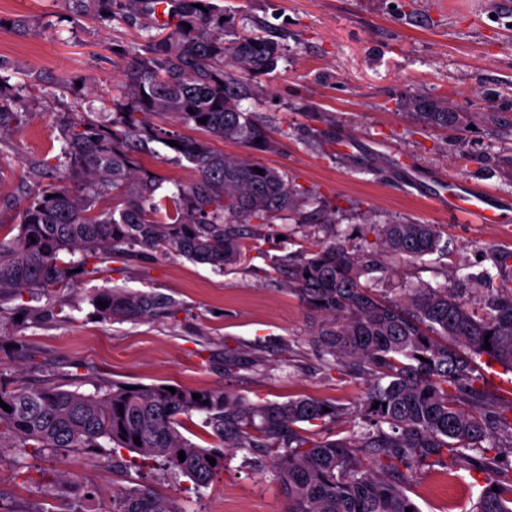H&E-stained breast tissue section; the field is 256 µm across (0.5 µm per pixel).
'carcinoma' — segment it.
I'll return each instance as SVG.
<instances>
[{"label":"carcinoma","instance_id":"obj_1","mask_svg":"<svg viewBox=\"0 0 512 512\" xmlns=\"http://www.w3.org/2000/svg\"><path fill=\"white\" fill-rule=\"evenodd\" d=\"M79 15L100 23L134 17L160 30L134 51L126 73L130 107L110 119L82 116L64 135L61 155L85 178L78 194L41 183L52 164L32 167L38 181L16 225L0 224V333L20 315L39 322L61 318L63 308L45 311L3 306L24 294L51 296L79 278L95 280L115 259L154 261L176 252L219 270L239 267L267 240L262 229L277 220L306 227L307 206L321 205L309 189L286 174L245 158H229L202 139L184 136L169 116L219 138L262 151L272 147L267 120L245 108L261 100L255 77L276 70L283 45L273 36L235 28L217 0H71ZM203 8H198V5ZM0 57V139L25 107L27 85L12 88ZM399 106L420 126L458 130L464 115L448 101L414 92ZM207 118L206 123L198 122ZM183 157L196 179L160 192L162 180L141 168L137 148L148 142ZM263 170L258 174L257 170ZM362 237H330L312 251L276 259L280 282L325 318L319 333L324 367L351 362L368 371L363 424L342 439H314V427L336 419V406L311 398L246 403L220 389L112 381L93 394L63 388L51 378L12 385L0 381V450L81 449L112 443L153 460L196 487L212 483L222 469L223 449L268 448L286 504L285 512H420L407 494L405 475L421 459L450 452H476L486 472L502 464L499 448L483 446L499 419L469 413L459 396L473 392L475 358L483 355L512 371V279H501L471 298L448 284H410L397 299L361 278L386 272L384 257L415 262L448 253L433 224L367 217ZM99 318L136 322L172 318L176 303L153 291L99 288L89 296ZM105 302L100 307L97 302ZM490 348H484L485 343ZM453 391H448V388ZM201 398L193 399L192 394ZM380 403L378 408L372 404ZM328 411H323V408ZM205 414L217 441L203 447L183 435L187 420ZM140 438L135 444L134 438ZM368 450L366 466L355 449ZM185 452V460L179 452ZM215 458L212 465L207 458ZM498 491H493L492 487ZM112 512H179L172 498L149 487L113 495ZM474 512H512V478L489 479Z\"/></svg>","mask_w":512,"mask_h":512}]
</instances>
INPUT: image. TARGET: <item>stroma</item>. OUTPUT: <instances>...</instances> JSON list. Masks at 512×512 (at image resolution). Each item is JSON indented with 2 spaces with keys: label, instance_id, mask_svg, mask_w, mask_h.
Returning <instances> with one entry per match:
<instances>
[{
  "label": "stroma",
  "instance_id": "obj_1",
  "mask_svg": "<svg viewBox=\"0 0 512 512\" xmlns=\"http://www.w3.org/2000/svg\"><path fill=\"white\" fill-rule=\"evenodd\" d=\"M237 27L270 25L283 35L285 54L277 69L260 76V112L271 120L273 146L254 151L211 138L227 156H244L278 169L313 190L336 221L316 233L297 228L267 230L263 252L248 254L230 271L169 254L150 263L118 264L116 271L36 304L72 307L66 322L13 321L0 335V379L14 384L41 374L68 389L94 392L117 380L221 389L251 403L310 396L340 407L321 435L344 438L357 425V406L370 384L366 372L318 358L322 317L277 281L274 257L314 249L327 237L357 232L364 216L433 224L448 253L416 263L388 259L381 286L396 297L404 285L443 282L473 287L474 277L493 270L499 252H512L508 225L478 224L432 202L447 180L485 188L493 205L512 217V127L490 124L488 114L512 119V0H224ZM0 56L23 74H40L27 95L17 128L0 140V224L18 221L17 204L32 162L60 152L62 128L75 114L116 112L128 98L123 72L127 50L144 44L140 24L101 25L72 16L67 0H0ZM38 22L22 33L13 21ZM421 91L447 98L472 127L456 134L421 130L399 109L402 97ZM346 138L339 153L332 143ZM142 166L165 188L188 184L196 173L161 144L140 154ZM122 286L174 297V318L106 322L88 302L97 288ZM242 352L249 363L224 368L225 352ZM83 377L71 378L73 369ZM475 387L483 407L506 417L493 441L512 468V372L480 363ZM111 448L88 455L68 450L0 452V512H56L58 504L36 477L94 488L96 497L71 499L75 512H112V494L147 486L175 498L180 512H283L284 498L269 454L226 449L223 468L206 487L167 471L161 461L142 466L138 454ZM485 483L473 462L449 455L415 463L406 484L421 512H471Z\"/></svg>",
  "mask_w": 512,
  "mask_h": 512
}]
</instances>
